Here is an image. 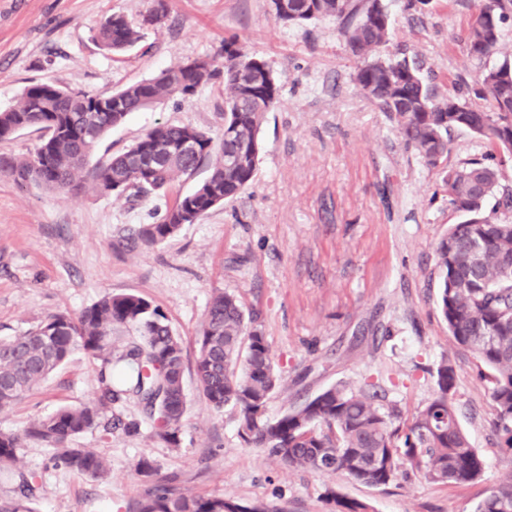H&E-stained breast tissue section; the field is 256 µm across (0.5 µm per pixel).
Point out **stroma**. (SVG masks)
<instances>
[{
	"label": "stroma",
	"instance_id": "stroma-1",
	"mask_svg": "<svg viewBox=\"0 0 512 512\" xmlns=\"http://www.w3.org/2000/svg\"><path fill=\"white\" fill-rule=\"evenodd\" d=\"M0 0V108L33 83L52 81L92 95L151 78L188 59L222 63L234 36L269 62L281 86L261 129L253 181L235 198L183 225L162 245L130 248L131 229L154 221L156 207L192 192L200 167L166 197L140 200L92 192H51L0 173V338L58 312L78 313L105 294H137L159 306L181 336L188 367L187 420L179 446L153 438L135 399L112 406V432H85L74 447L105 457L110 473L92 479L52 461L53 448L26 437L36 418L80 406L99 394V363L82 351L37 389L0 412V431L21 435V465L41 478L36 512H134L147 488L134 471L148 460L181 489L278 512H330L327 486L368 503L371 512H472L496 485L512 450L499 447L488 370L455 345L436 304L434 249L462 216L448 202L438 172L399 138L395 123L354 84L359 63L336 19L288 26L270 0ZM480 0H429L424 9L390 0V42L380 55L406 53L422 66L436 97H472L478 67L464 37ZM125 15L143 34L115 54L91 29ZM162 123L220 137L224 85L188 100H165L132 113L99 143L107 161ZM234 294L262 329L282 378L269 400L276 417L343 381L375 386L383 411L411 420L436 390L441 359L455 369L454 404L483 473L465 484H435L407 468L385 487L342 475L287 468L238 435L230 409L213 410L199 394L192 366L197 331L213 293Z\"/></svg>",
	"mask_w": 512,
	"mask_h": 512
}]
</instances>
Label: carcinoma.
Wrapping results in <instances>:
<instances>
[{"label":"carcinoma","mask_w":512,"mask_h":512,"mask_svg":"<svg viewBox=\"0 0 512 512\" xmlns=\"http://www.w3.org/2000/svg\"><path fill=\"white\" fill-rule=\"evenodd\" d=\"M276 17L289 25L333 17L351 53L358 57L356 86L394 120L405 145L425 166L440 169L448 160L451 134L466 130L485 141L480 159L444 170L448 201L464 220L452 224L435 254L439 270L438 308L453 342L470 350L490 371L491 400L499 443L512 448V223L485 212L512 207V187L499 184L498 166L512 161V56L489 63L500 52L502 27L512 19V0H483L465 37L468 57L481 69L470 102L456 93L436 99L413 59L379 57L390 41L392 20L386 0H285ZM104 49L122 53L141 35L125 16L114 14L94 28ZM224 83V132L219 143L189 125L159 124L110 161L85 173L99 141L128 114L167 98L187 100L215 80ZM280 86L265 60L244 53L235 39L224 40V63L180 62L155 76L110 94L90 95L41 83L23 90L0 109V140L35 127L44 139L30 159H0V171L61 192L142 198L161 195L181 176L208 163L209 175L196 189L165 208L159 220L132 231L146 247L195 224L212 208L237 196L255 177L262 149L264 114L278 103ZM138 337L113 355L112 336ZM195 376L204 399L216 410L239 414V436L288 468L324 475L344 473L371 487L387 486L404 467L423 472L433 483H467L484 462L462 432L453 405L455 371L448 360L436 367L434 397L404 424L382 412L378 394L331 385L277 419L266 405L281 384L263 331L246 317L232 294L212 296L198 331ZM81 350L100 362L101 394L91 405L64 406L32 421L25 435L57 450L56 462L92 477L107 475V460L87 448H71L80 434L112 431L105 413L122 395H134L153 422L152 436L176 447L185 423V354L181 338L165 314L136 294H107L77 314L55 313L36 327L0 340V411L36 389L71 354ZM20 437L0 433V476L16 484L18 495L0 498V512H36L43 484L17 457ZM332 512H370L368 504L329 487ZM136 512H279L265 504L243 505L222 496L186 493L154 479ZM473 512H512V464Z\"/></svg>","instance_id":"obj_1"}]
</instances>
